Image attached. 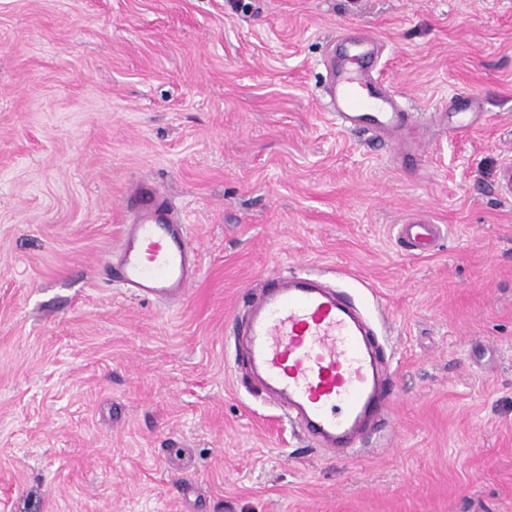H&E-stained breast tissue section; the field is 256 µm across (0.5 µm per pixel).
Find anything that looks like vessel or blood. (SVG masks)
Listing matches in <instances>:
<instances>
[{
    "instance_id": "1",
    "label": "vessel or blood",
    "mask_w": 512,
    "mask_h": 512,
    "mask_svg": "<svg viewBox=\"0 0 512 512\" xmlns=\"http://www.w3.org/2000/svg\"><path fill=\"white\" fill-rule=\"evenodd\" d=\"M339 51L357 67L338 68L326 87L337 125L368 134L375 145L418 149L415 120L373 74L374 40L347 37ZM401 237L408 249L423 251L435 243L437 229L417 221L403 225ZM105 267L140 299L166 303L185 295L198 274L197 246L161 189L132 184L118 257ZM244 334L241 362L323 447L345 446L388 418L394 386L380 375V351L359 308L313 275L291 274L264 286L249 304Z\"/></svg>"
}]
</instances>
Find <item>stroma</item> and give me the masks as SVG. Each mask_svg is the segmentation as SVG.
<instances>
[{"label": "stroma", "instance_id": "35a3bbf8", "mask_svg": "<svg viewBox=\"0 0 512 512\" xmlns=\"http://www.w3.org/2000/svg\"><path fill=\"white\" fill-rule=\"evenodd\" d=\"M367 31L418 169L327 106ZM466 95V136L433 125ZM507 166L512 0H0V512H512ZM137 179L197 243L171 309L101 276ZM298 270L355 298L395 384L351 448L236 360L246 295ZM436 238V224L415 221L414 224L402 225L401 239H403L406 247L410 250H426L435 243Z\"/></svg>", "mask_w": 512, "mask_h": 512}]
</instances>
